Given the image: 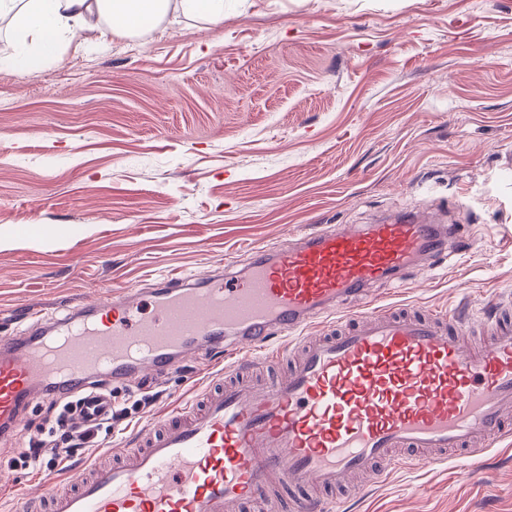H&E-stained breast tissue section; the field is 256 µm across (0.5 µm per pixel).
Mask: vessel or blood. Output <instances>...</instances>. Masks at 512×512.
<instances>
[{
	"label": "vessel or blood",
	"instance_id": "obj_1",
	"mask_svg": "<svg viewBox=\"0 0 512 512\" xmlns=\"http://www.w3.org/2000/svg\"><path fill=\"white\" fill-rule=\"evenodd\" d=\"M460 224L399 215L361 227L316 225L256 249L245 268L156 279L29 317L0 338V433L24 430L52 376L83 395L79 421L104 417L92 377L165 375L209 352L233 355L226 383L134 434L111 461L55 474L16 512H279L284 487L309 494L295 512H325L323 490L355 472L386 479L402 456L444 463L512 438V304L478 320L430 309L343 305L436 257L476 249ZM326 319L327 331L305 330ZM281 349L269 350L273 337ZM286 362L266 381L259 366Z\"/></svg>",
	"mask_w": 512,
	"mask_h": 512
}]
</instances>
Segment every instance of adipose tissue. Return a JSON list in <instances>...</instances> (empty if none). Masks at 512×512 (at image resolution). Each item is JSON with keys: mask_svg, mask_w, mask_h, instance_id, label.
<instances>
[{"mask_svg": "<svg viewBox=\"0 0 512 512\" xmlns=\"http://www.w3.org/2000/svg\"><path fill=\"white\" fill-rule=\"evenodd\" d=\"M224 0H0V17L11 16L18 46L7 62L14 69L55 56L61 36L73 29L136 35L166 18L215 20Z\"/></svg>", "mask_w": 512, "mask_h": 512, "instance_id": "adipose-tissue-1", "label": "adipose tissue"}]
</instances>
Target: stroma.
Returning <instances> with one entry per match:
<instances>
[{
	"label": "stroma",
	"instance_id": "obj_1",
	"mask_svg": "<svg viewBox=\"0 0 512 512\" xmlns=\"http://www.w3.org/2000/svg\"><path fill=\"white\" fill-rule=\"evenodd\" d=\"M0 24V337L30 307L66 305L174 272L246 264L315 224L453 212L478 249L431 278L380 283L351 314L385 305L479 315L512 300V0H224L223 18L77 32L27 71ZM56 225V235L22 226ZM224 354L151 381L156 399L113 424L121 447L203 392ZM55 394L26 433L0 436V512L37 494L21 466ZM470 479L460 482L457 470ZM338 512H512V446L404 464Z\"/></svg>",
	"mask_w": 512,
	"mask_h": 512
}]
</instances>
